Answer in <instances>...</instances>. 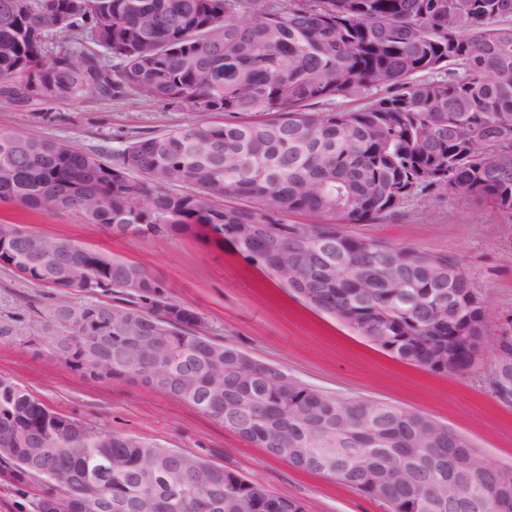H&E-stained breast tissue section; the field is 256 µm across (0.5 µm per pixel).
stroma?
<instances>
[{
	"label": "stroma",
	"mask_w": 512,
	"mask_h": 512,
	"mask_svg": "<svg viewBox=\"0 0 512 512\" xmlns=\"http://www.w3.org/2000/svg\"><path fill=\"white\" fill-rule=\"evenodd\" d=\"M198 113L135 94L105 100L47 101L28 91L0 101V128L66 139L108 158L132 141L197 121ZM0 223L75 241L137 262L158 277L168 297L195 309L197 333L234 345L330 395L414 408L467 437L479 457L512 463V401L493 390L496 352L485 345L476 364L457 374L407 365L326 313L307 306L256 263L229 247L172 235L112 237L78 212L31 209L0 200ZM345 232L432 253L459 256L484 301L489 335L512 323V222L484 200L435 188L394 214ZM46 288L0 266V378L25 388L56 413L93 431L107 430L201 456L299 501L303 512H387L337 478L297 470L251 446L197 409L142 386L83 380L52 355L32 329Z\"/></svg>",
	"instance_id": "35a3bbf8"
}]
</instances>
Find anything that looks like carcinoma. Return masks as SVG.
I'll list each match as a JSON object with an SVG mask.
<instances>
[{
  "mask_svg": "<svg viewBox=\"0 0 512 512\" xmlns=\"http://www.w3.org/2000/svg\"><path fill=\"white\" fill-rule=\"evenodd\" d=\"M60 32L68 46L50 49ZM0 80L54 101L129 92L222 112L130 142L111 163L66 140L0 129V199L75 210L115 237L184 234L227 243L272 275L283 266L313 306L408 364L436 371L462 321L497 348L494 390L512 396V335H486L473 288L452 254L386 244V268L359 286L348 268L326 284L298 241L341 252L376 240L343 231L396 212L428 188L491 202L512 219V0H0ZM366 95L361 108L314 110ZM240 199L241 206L223 201ZM307 213L319 224H281ZM235 224H258L251 249ZM406 257L411 286L457 297L433 321L396 302L389 266ZM0 265L53 289L34 328L91 381H131L182 400L293 467L338 478L388 512H512V480L484 462L470 485L452 472L476 454L430 415L328 395L233 345L193 331L199 315L146 301L163 284L140 264L0 224ZM74 291L115 293L75 303ZM109 365L105 376L94 367ZM42 485L32 512H302L237 472L136 436L90 432L0 378V472Z\"/></svg>",
  "mask_w": 512,
  "mask_h": 512,
  "instance_id": "obj_1",
  "label": "carcinoma"
}]
</instances>
